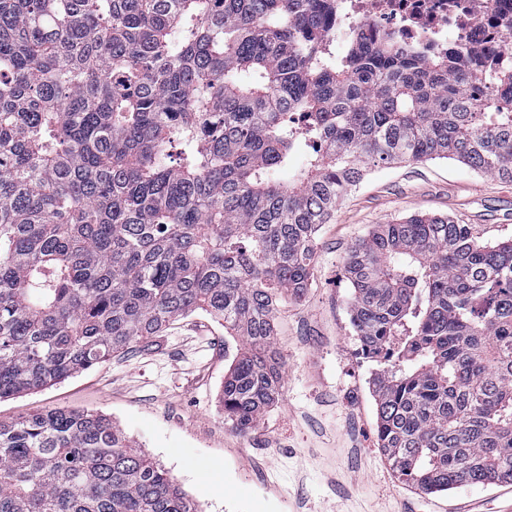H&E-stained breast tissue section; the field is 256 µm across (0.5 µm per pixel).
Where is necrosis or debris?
Returning a JSON list of instances; mask_svg holds the SVG:
<instances>
[{
	"label": "necrosis or debris",
	"mask_w": 512,
	"mask_h": 512,
	"mask_svg": "<svg viewBox=\"0 0 512 512\" xmlns=\"http://www.w3.org/2000/svg\"><path fill=\"white\" fill-rule=\"evenodd\" d=\"M336 26L395 34L426 57L473 52L512 62V0H340Z\"/></svg>",
	"instance_id": "1"
}]
</instances>
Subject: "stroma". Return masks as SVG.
<instances>
[{"label": "stroma", "mask_w": 512, "mask_h": 512, "mask_svg": "<svg viewBox=\"0 0 512 512\" xmlns=\"http://www.w3.org/2000/svg\"><path fill=\"white\" fill-rule=\"evenodd\" d=\"M419 212L507 236L512 182L450 159L370 172L320 229L311 287L279 304L283 385L248 434L225 423L220 404L236 344L200 311L47 389L0 400V419L56 408L106 415L199 512H504L512 483L428 494L399 482L378 448L375 366L358 352L342 262L375 225Z\"/></svg>", "instance_id": "obj_1"}]
</instances>
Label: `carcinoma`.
<instances>
[{
	"label": "carcinoma",
	"mask_w": 512,
	"mask_h": 512,
	"mask_svg": "<svg viewBox=\"0 0 512 512\" xmlns=\"http://www.w3.org/2000/svg\"><path fill=\"white\" fill-rule=\"evenodd\" d=\"M337 0H0V400L203 311L237 352L224 421L280 393L278 303L366 173L512 182V64L349 32ZM293 170L291 178L281 174ZM378 447L424 492L512 481V236L417 213L344 261ZM0 512H198L112 421L0 419Z\"/></svg>",
	"instance_id": "obj_1"
}]
</instances>
